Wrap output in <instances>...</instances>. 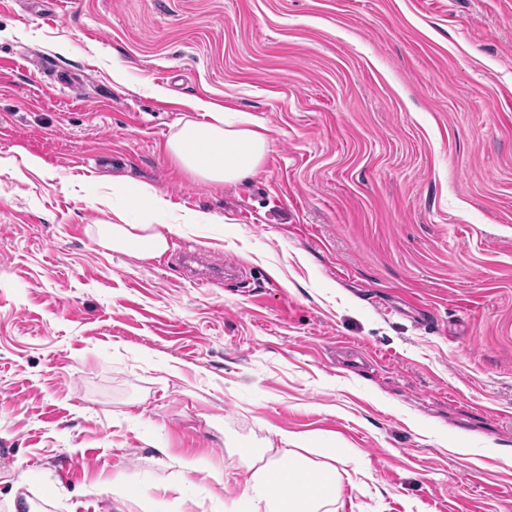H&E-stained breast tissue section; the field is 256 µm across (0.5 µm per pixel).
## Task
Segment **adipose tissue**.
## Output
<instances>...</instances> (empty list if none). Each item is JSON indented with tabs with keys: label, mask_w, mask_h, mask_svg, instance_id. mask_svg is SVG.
Returning <instances> with one entry per match:
<instances>
[{
	"label": "adipose tissue",
	"mask_w": 512,
	"mask_h": 512,
	"mask_svg": "<svg viewBox=\"0 0 512 512\" xmlns=\"http://www.w3.org/2000/svg\"><path fill=\"white\" fill-rule=\"evenodd\" d=\"M197 107L205 112V120L179 121L167 139L173 161L189 175L214 185L235 184L251 176L269 148L265 127L246 112L202 101ZM212 221L211 215L188 211L162 232L153 224H112L99 243L147 259L167 251L169 234L180 232L182 225ZM279 439L282 453L259 456L235 512H332L340 480L338 449L310 447L306 436L298 433L283 432Z\"/></svg>",
	"instance_id": "ef3b65f1"
}]
</instances>
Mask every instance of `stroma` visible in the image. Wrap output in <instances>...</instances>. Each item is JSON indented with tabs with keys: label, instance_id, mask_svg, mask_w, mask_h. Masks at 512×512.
<instances>
[{
	"label": "stroma",
	"instance_id": "1",
	"mask_svg": "<svg viewBox=\"0 0 512 512\" xmlns=\"http://www.w3.org/2000/svg\"><path fill=\"white\" fill-rule=\"evenodd\" d=\"M50 8L0 0V512L22 473L56 512H224L278 428L341 449L336 512H512V0ZM200 101L268 127L242 182L167 155ZM116 181L215 221L101 247L151 219ZM160 448L225 484L161 491ZM99 243L104 248L124 251L140 259L159 256L168 249L167 235L158 231L155 224H110ZM184 267L198 280L209 281L222 279L233 269L230 261L224 260V264L216 262L209 255H202L195 252H186L183 255ZM196 265V267L193 266Z\"/></svg>",
	"mask_w": 512,
	"mask_h": 512
}]
</instances>
